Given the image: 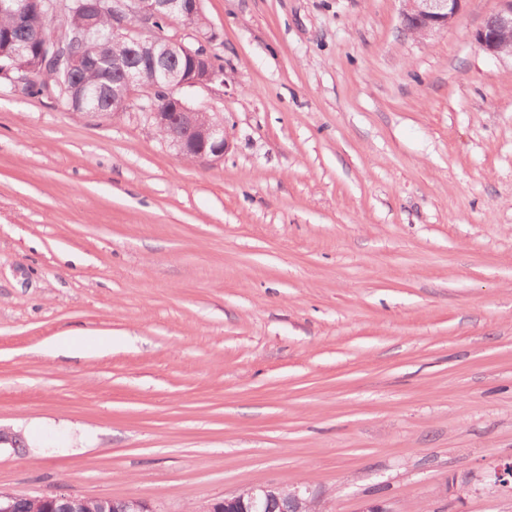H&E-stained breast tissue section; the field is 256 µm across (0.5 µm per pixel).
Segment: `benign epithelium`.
Instances as JSON below:
<instances>
[{"label": "benign epithelium", "instance_id": "1", "mask_svg": "<svg viewBox=\"0 0 512 512\" xmlns=\"http://www.w3.org/2000/svg\"><path fill=\"white\" fill-rule=\"evenodd\" d=\"M403 2L404 26L415 37L425 39L450 28L467 0ZM85 6L93 16L112 14V38L130 40L140 48L146 45L144 39L154 34V22L158 18L167 14L191 18L201 12V0H86ZM474 40L491 58L512 57V0H500L499 10L475 32ZM185 50L184 42L167 36L163 49L156 53L170 87L166 105L160 106L154 101L140 72L129 71L125 74L127 95L112 101V118H120L137 108L143 112L148 124L165 131V142L174 149L176 156L198 162H218L231 147L226 126L203 122L205 113L189 106L180 91L185 87L222 84L224 69L205 52L194 56L193 70L185 79L175 64ZM279 491L280 488L274 485L257 484L240 493L214 500L208 512H262L265 503L278 497ZM41 501H62L68 512H82L86 503V499L71 493L44 496Z\"/></svg>", "mask_w": 512, "mask_h": 512}]
</instances>
